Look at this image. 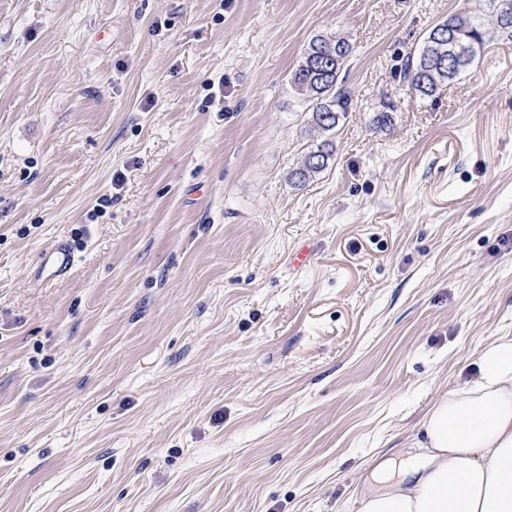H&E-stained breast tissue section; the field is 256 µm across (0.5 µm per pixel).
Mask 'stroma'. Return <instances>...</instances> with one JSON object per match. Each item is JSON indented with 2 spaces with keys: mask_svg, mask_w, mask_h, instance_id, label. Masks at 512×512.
Returning <instances> with one entry per match:
<instances>
[{
  "mask_svg": "<svg viewBox=\"0 0 512 512\" xmlns=\"http://www.w3.org/2000/svg\"><path fill=\"white\" fill-rule=\"evenodd\" d=\"M456 14L485 48L420 97L401 67ZM329 32L352 109L297 188L289 74ZM511 240L479 0H0V512H360L512 334ZM45 264H49L56 277L65 275L75 261L72 248L63 241L56 242L43 256Z\"/></svg>",
  "mask_w": 512,
  "mask_h": 512,
  "instance_id": "stroma-1",
  "label": "stroma"
}]
</instances>
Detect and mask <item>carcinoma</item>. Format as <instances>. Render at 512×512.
<instances>
[{"instance_id": "obj_1", "label": "carcinoma", "mask_w": 512, "mask_h": 512, "mask_svg": "<svg viewBox=\"0 0 512 512\" xmlns=\"http://www.w3.org/2000/svg\"><path fill=\"white\" fill-rule=\"evenodd\" d=\"M485 2L494 26L512 37V0ZM484 44V32L476 20L450 16L431 29L417 53L407 56L403 80L412 92L432 97L471 65ZM351 51V43L340 34L316 35L290 74V86L310 113L309 131L322 136L289 173L288 182L294 187L305 186L333 160L335 147L330 136L344 123L351 105L350 91L339 81Z\"/></svg>"}]
</instances>
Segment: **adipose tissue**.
<instances>
[{
    "instance_id": "1",
    "label": "adipose tissue",
    "mask_w": 512,
    "mask_h": 512,
    "mask_svg": "<svg viewBox=\"0 0 512 512\" xmlns=\"http://www.w3.org/2000/svg\"><path fill=\"white\" fill-rule=\"evenodd\" d=\"M361 512H512V335L424 414L411 445L374 461Z\"/></svg>"
}]
</instances>
